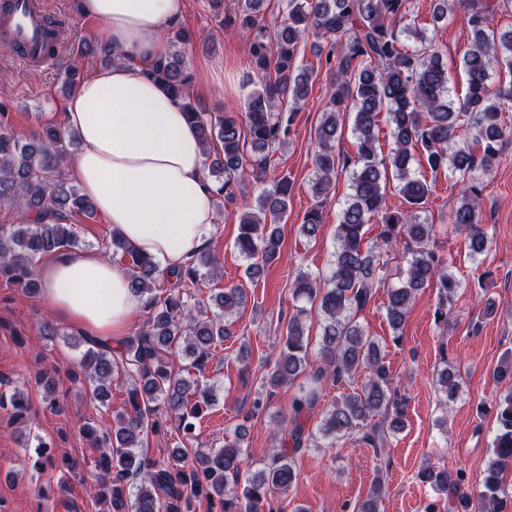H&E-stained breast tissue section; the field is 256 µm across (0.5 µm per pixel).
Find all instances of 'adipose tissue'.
I'll use <instances>...</instances> for the list:
<instances>
[{
	"instance_id": "1",
	"label": "adipose tissue",
	"mask_w": 512,
	"mask_h": 512,
	"mask_svg": "<svg viewBox=\"0 0 512 512\" xmlns=\"http://www.w3.org/2000/svg\"><path fill=\"white\" fill-rule=\"evenodd\" d=\"M184 9L185 0H81L99 38L125 58L86 76L61 113L80 138L70 171L82 193L114 232L167 269L189 260L217 222L198 131L144 72ZM42 280L54 315L92 336L127 335L142 309L128 271L91 251L54 257Z\"/></svg>"
}]
</instances>
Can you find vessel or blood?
<instances>
[{
  "label": "vessel or blood",
  "instance_id": "1",
  "mask_svg": "<svg viewBox=\"0 0 512 512\" xmlns=\"http://www.w3.org/2000/svg\"><path fill=\"white\" fill-rule=\"evenodd\" d=\"M64 24L53 18L40 0H0V51L24 50L27 60L48 63L47 45L64 34Z\"/></svg>",
  "mask_w": 512,
  "mask_h": 512
}]
</instances>
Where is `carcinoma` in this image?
<instances>
[{"label": "carcinoma", "instance_id": "carcinoma-1", "mask_svg": "<svg viewBox=\"0 0 512 512\" xmlns=\"http://www.w3.org/2000/svg\"><path fill=\"white\" fill-rule=\"evenodd\" d=\"M235 11L224 22L238 27L249 39L252 68L262 75L261 88L251 91L245 122L229 114L203 110L191 94L192 76L178 53L163 52L147 75L181 102L187 118L199 133L209 170L217 178L212 198L217 203L235 199L234 187L249 177L263 184L256 205L238 219L236 246L247 261L245 274L257 279L267 265L280 259L278 224L288 212L292 182L282 176L266 183L276 147L286 143L295 113L276 111L287 97L297 105L308 96L314 68L298 65L299 44L311 37L322 40L325 64L334 70L336 92L317 130L319 150L314 159L311 189L316 202L301 224L309 239L317 238L323 224L322 208L335 189L336 177L346 172L350 194L340 207L335 250L329 273L313 277L299 273L292 288L294 298L317 302L322 316L320 364L308 368L309 341L300 315L286 325L282 349L263 376L267 394H258L253 410L267 405L268 397L283 384L302 379L287 412L277 425L289 426L267 449L270 463L241 477L243 436L224 441L220 448H178L168 458H153L144 450L148 432L161 428L162 412L176 416L183 441L197 437L198 419L209 404L208 391L198 382L177 377L172 359H189L186 373H204L212 349L232 336L227 317L246 303L240 286L211 297L220 312L210 316L205 303L187 288L216 269L215 255L207 247L178 269L161 270L117 234L106 246L108 259L129 262L131 287L145 298V321L114 347L96 336L78 333L87 344L71 381L93 386L96 396L109 397L114 375L122 374L130 389L126 408L113 415L115 425L100 429L91 422L80 430L98 452V499L103 512H196L205 499L209 512H274L271 496L296 478L294 458L323 437L336 442L356 438L375 443L376 430H366L370 417L393 410L390 429L404 428L405 398L393 385L378 343L367 336L356 316L385 287L390 260L406 263L399 285L387 289L386 320L393 342L401 341L403 325L415 295L425 286L438 288L435 321L448 323L459 281L444 268L433 251V225L420 220L433 183L421 168L432 173L448 171L461 185V197L451 213L452 223L468 230L469 256L476 260L489 253L492 241L480 224V175L497 161L512 123L503 116L512 106V30L496 34L490 29L495 0H461L463 25L471 48L463 57L466 76L463 95L453 96L448 66L427 43L423 32L401 25L409 14L410 0H285V17L273 34L261 14L263 0H234ZM421 47H408V39ZM91 57L106 67L122 59L110 46L87 43L77 57ZM62 91L75 90L81 68L67 66L61 73ZM386 114L392 146L378 158L381 114ZM357 143V159L335 153L334 143L345 123ZM473 132L460 141V127ZM78 137L54 126L35 134L0 128V207L15 213V223L0 225V276L24 286L28 293L42 291L36 266L78 247L70 223L75 216L91 217L94 202L69 181L65 162L77 149ZM396 188L406 208L393 210L387 203V183ZM380 224L376 240H366L365 226ZM168 293L160 294L159 284ZM364 373L361 389L336 399L320 412L316 431L307 430L308 416L319 406L325 386ZM437 385L445 403H452L460 384L454 367L437 372ZM493 459L484 477V491L473 500L462 470L451 474L431 464L418 473L443 501V512H505L512 505L503 496L502 476L512 468V391L500 402ZM35 466L63 464L74 476L85 462L57 458L40 442Z\"/></svg>", "mask_w": 512, "mask_h": 512}]
</instances>
